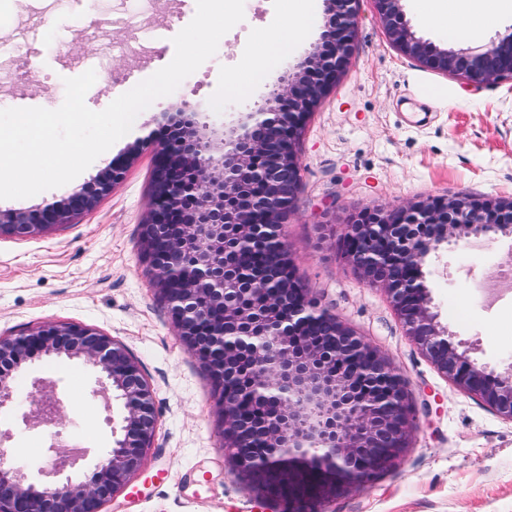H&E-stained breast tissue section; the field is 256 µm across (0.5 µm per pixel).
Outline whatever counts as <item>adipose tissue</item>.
Masks as SVG:
<instances>
[{
  "mask_svg": "<svg viewBox=\"0 0 512 512\" xmlns=\"http://www.w3.org/2000/svg\"><path fill=\"white\" fill-rule=\"evenodd\" d=\"M512 0H433V18L442 20L449 35L458 37L478 36L505 9ZM310 16L307 9H297L285 30L264 38V54L255 59L244 76L226 80L225 90L241 92L245 87L264 82L269 76V58L285 53L289 45L297 41L307 30Z\"/></svg>",
  "mask_w": 512,
  "mask_h": 512,
  "instance_id": "adipose-tissue-1",
  "label": "adipose tissue"
}]
</instances>
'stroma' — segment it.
<instances>
[{
    "label": "stroma",
    "mask_w": 512,
    "mask_h": 512,
    "mask_svg": "<svg viewBox=\"0 0 512 512\" xmlns=\"http://www.w3.org/2000/svg\"><path fill=\"white\" fill-rule=\"evenodd\" d=\"M417 37L439 48L486 45L512 33V12L478 38H452L423 16L428 0H401ZM288 0H244V19L216 54L170 95L155 100L131 131L70 185L0 210L28 211L95 182L137 140L169 125L181 100L198 123L222 131L247 123L272 82L320 46L325 0H310V27L270 67L269 81L230 95L262 50V33L282 28ZM196 13V0H0V109L58 108L65 79L95 70L87 107L113 100L167 65L173 37ZM302 166L297 203L284 223L296 278L346 327L407 379L418 426L397 465L345 490L318 512H512V421L446 378L421 353L387 294L366 285L332 238L361 211L441 197L512 195V78L475 84L425 67L388 40L373 0H359L353 54L335 88L312 112L296 145ZM153 157L143 152L92 212L27 237L0 235V337L48 323L86 326L126 346L156 403L154 442L127 489L104 512H284L248 489L225 460L219 397L181 344L143 259ZM512 266V238L459 240L432 255L431 309L471 359L512 368V292H497L494 272ZM56 381L67 399L63 445L89 454L75 478L110 448L97 373L66 357L36 356L7 380L27 392L34 379ZM12 448L35 462L53 431L29 428L19 412H0Z\"/></svg>",
    "instance_id": "1"
}]
</instances>
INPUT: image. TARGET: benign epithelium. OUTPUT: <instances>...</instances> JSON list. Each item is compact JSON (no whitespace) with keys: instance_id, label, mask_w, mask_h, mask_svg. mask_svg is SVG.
<instances>
[{"instance_id":"1","label":"benign epithelium","mask_w":512,"mask_h":512,"mask_svg":"<svg viewBox=\"0 0 512 512\" xmlns=\"http://www.w3.org/2000/svg\"><path fill=\"white\" fill-rule=\"evenodd\" d=\"M328 23L322 48L292 74L280 77L258 112L260 118L214 154L208 137L190 122L182 134L144 138L154 150L151 208L144 227V253L167 303L178 340L203 366L224 407L228 464L260 497L305 512L341 491L368 482L396 465L415 407L407 382L388 360L322 308L294 276L283 220L296 206L301 164L296 142L314 107L349 65L357 24L356 0H326ZM389 40L404 55L432 69L480 84L512 78V37L478 49H437L404 24L400 0H375ZM123 165H110L95 189L71 191L60 201L30 211L0 212V232L25 237L69 224L94 209L120 179ZM512 237V196L459 195L376 212H361L343 225L341 256L371 286L383 287L425 357L449 380L512 420V374L495 375L455 347L430 307L424 265L456 238ZM278 245L274 268L224 265L243 248ZM255 286L258 308L230 301L238 280ZM44 354L81 359L100 372L93 390L106 410L112 448L91 475L69 472L86 458L54 441L47 463L34 468L6 461L12 439L0 431V512H103L142 465L155 435L153 391L124 346L76 324H48L28 334L0 338V366ZM255 404L270 407L259 425L246 420ZM23 409L30 426L63 423L64 401L52 380L36 379L18 399L0 379V410ZM267 452H254L255 442ZM312 467L324 478L312 490L287 495L297 472Z\"/></svg>"}]
</instances>
